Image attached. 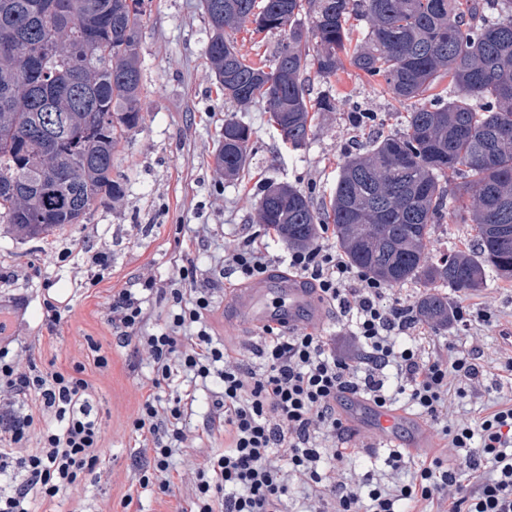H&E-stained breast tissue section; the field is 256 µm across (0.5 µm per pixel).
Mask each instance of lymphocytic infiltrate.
Returning <instances> with one entry per match:
<instances>
[{"label":"lymphocytic infiltrate","instance_id":"f902f5d3","mask_svg":"<svg viewBox=\"0 0 512 512\" xmlns=\"http://www.w3.org/2000/svg\"><path fill=\"white\" fill-rule=\"evenodd\" d=\"M195 244L183 241L164 321L148 303L152 277L135 276L109 297L113 336L152 369L129 422L140 467L122 508L139 490L172 495L173 458L187 450L199 462L186 471L184 512H287L293 498L300 512H512V395L481 417L448 418L449 395L469 397L482 374L470 351H437L412 305L389 298L386 284L324 240L290 250L287 269L334 309L355 356L314 329L266 326L249 349L226 346L210 323L212 284L219 277L235 288L267 273L269 251L260 232L248 233L204 269ZM11 328L0 309V512H35L106 468L91 375L107 372L110 359L88 336L85 361L46 367L34 345L15 347ZM204 392L212 407L196 429L189 421ZM345 393L381 408L406 402L439 425L441 447L420 458L389 452L387 465L409 480L383 484L367 471L342 481L357 457L336 412Z\"/></svg>","mask_w":512,"mask_h":512}]
</instances>
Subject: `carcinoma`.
Masks as SVG:
<instances>
[{
	"label": "carcinoma",
	"instance_id": "carcinoma-1",
	"mask_svg": "<svg viewBox=\"0 0 512 512\" xmlns=\"http://www.w3.org/2000/svg\"><path fill=\"white\" fill-rule=\"evenodd\" d=\"M55 0H0V223L25 236L80 224L102 193H121L112 155L141 121L138 34L145 0H67L50 38ZM212 30L206 55L224 97L265 103L282 143L303 148L312 99L306 74L349 65L393 99L412 101L403 131L345 153L322 210L291 184H272L257 221L302 248L332 224L349 261L391 285L421 281L428 319L448 321V296L483 287L486 270L512 281V0H199ZM311 17L305 26L302 16ZM285 34L270 63L224 37L245 23ZM38 56L28 55L30 45ZM448 88L428 99L443 78ZM251 129L229 117L215 170L245 167ZM474 224L476 248L434 259L431 225Z\"/></svg>",
	"mask_w": 512,
	"mask_h": 512
}]
</instances>
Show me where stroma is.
I'll list each match as a JSON object with an SVG mask.
<instances>
[{
	"label": "stroma",
	"instance_id": "1",
	"mask_svg": "<svg viewBox=\"0 0 512 512\" xmlns=\"http://www.w3.org/2000/svg\"><path fill=\"white\" fill-rule=\"evenodd\" d=\"M149 4L139 32L142 122L127 133L112 161V177L122 186L120 196L98 201L83 223L61 234L24 238L0 223V302L12 306L19 336L42 335L43 361L63 368L85 336L100 340L111 361L95 407L115 480L93 481L64 493L59 512L76 506L97 512L105 503L111 504L112 512H121L124 481L133 469L128 421L149 371L133 358L131 348L118 345L105 323L110 288L121 287L133 275L154 277L159 292L151 306L158 319H165L169 304L162 290L175 275L181 250L177 225H188L197 237V252L204 257L213 252L216 240L229 247L243 229L259 230L256 203L270 184L288 183L311 192L314 205L322 206L336 182L343 147L402 130L407 112L353 67L327 80L313 75L312 97L331 95L336 108L317 113L304 149L285 150L268 123L263 102L254 101L244 109L225 102L210 75L206 48L211 31L199 0ZM357 109L369 115L366 126L354 125ZM230 116L252 130L245 174L238 180L221 178L214 165L220 133ZM88 245L106 250L110 259L104 281L95 286L77 257ZM447 296L449 307L487 308L498 320L494 327L477 322L467 329L456 323L432 327L437 341L474 351L487 368L475 382L472 398L450 404V416H474L500 396L490 368L505 349L500 328L512 326V283L490 274L483 288L451 289ZM47 297L71 307L63 328L53 336L41 332V308Z\"/></svg>",
	"mask_w": 512,
	"mask_h": 512
}]
</instances>
